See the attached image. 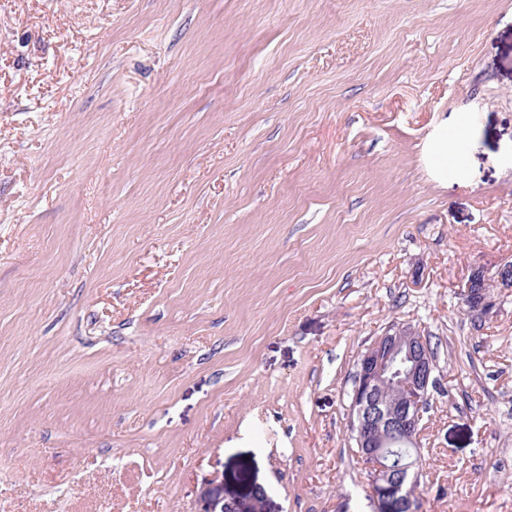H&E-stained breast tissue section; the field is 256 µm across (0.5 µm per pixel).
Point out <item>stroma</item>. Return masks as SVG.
<instances>
[{
	"instance_id": "stroma-1",
	"label": "stroma",
	"mask_w": 512,
	"mask_h": 512,
	"mask_svg": "<svg viewBox=\"0 0 512 512\" xmlns=\"http://www.w3.org/2000/svg\"><path fill=\"white\" fill-rule=\"evenodd\" d=\"M507 261L512 0H0V512H377L396 321L413 512H512ZM474 285L490 286V288L499 285L500 288H512L511 261H507L499 267L493 280L486 278L483 272L477 271L466 282L462 292V303L467 315L480 327L492 308V300L489 293L484 295L483 292H479L482 290L481 287L475 288L477 291H474ZM429 338L411 323L388 326L361 354L350 393L348 430L356 453L369 466L371 494L381 512L408 505L422 466L424 410L437 386ZM412 448L395 462L385 448Z\"/></svg>"
}]
</instances>
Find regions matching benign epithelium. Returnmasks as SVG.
<instances>
[{
  "instance_id": "obj_1",
  "label": "benign epithelium",
  "mask_w": 512,
  "mask_h": 512,
  "mask_svg": "<svg viewBox=\"0 0 512 512\" xmlns=\"http://www.w3.org/2000/svg\"><path fill=\"white\" fill-rule=\"evenodd\" d=\"M512 288V263L492 279L477 271L467 280L462 303L482 325L492 300L473 286ZM429 338L411 323L388 326L361 354L350 393L348 430L357 454L369 466L371 494L382 512L408 505L422 466L420 448L424 410L437 386Z\"/></svg>"
}]
</instances>
